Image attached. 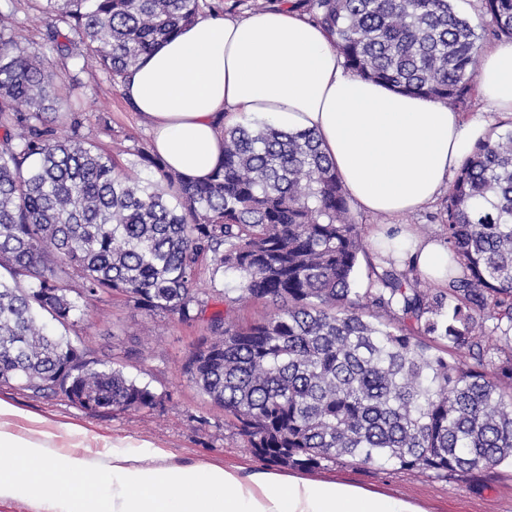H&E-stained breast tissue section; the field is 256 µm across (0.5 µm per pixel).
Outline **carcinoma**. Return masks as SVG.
Listing matches in <instances>:
<instances>
[{
  "instance_id": "1",
  "label": "carcinoma",
  "mask_w": 512,
  "mask_h": 512,
  "mask_svg": "<svg viewBox=\"0 0 512 512\" xmlns=\"http://www.w3.org/2000/svg\"><path fill=\"white\" fill-rule=\"evenodd\" d=\"M289 3L325 29L347 69L465 108L488 37L512 39V0H478L475 26L452 0ZM206 0H44L53 55L23 45L0 9V385L63 394L85 409L148 412L159 397L120 368L71 371L84 351L50 332L118 290L150 314L206 312L197 275L232 271L239 296L273 306L237 324L215 312L185 372L273 465L311 472L349 459L439 479L512 464V128L480 142L448 187V285L367 262L362 225L318 138L270 121L222 128L224 155L197 180L137 152L122 167L48 114L88 60L125 82ZM493 323L496 343L486 341Z\"/></svg>"
}]
</instances>
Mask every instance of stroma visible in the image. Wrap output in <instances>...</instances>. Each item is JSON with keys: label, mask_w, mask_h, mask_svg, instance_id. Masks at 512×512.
I'll return each mask as SVG.
<instances>
[{"label": "stroma", "mask_w": 512, "mask_h": 512, "mask_svg": "<svg viewBox=\"0 0 512 512\" xmlns=\"http://www.w3.org/2000/svg\"><path fill=\"white\" fill-rule=\"evenodd\" d=\"M16 32L23 43L44 46L49 22L38 0H16ZM74 94L87 119L83 135L119 162L131 160L134 149L150 148V125L135 112L119 85L96 67L82 76ZM208 333L205 321L185 322L169 313L148 314L124 293L111 292L89 302L68 330L80 337L87 360L116 367L149 386L162 402L150 412H90L61 395H37L0 386V400L14 406L10 428L30 437L32 418H40L39 441L49 453H72L92 461L112 460V443L148 444L168 452V466L209 464L238 467L246 473L268 470L245 437L229 426L222 408L200 394L184 371L191 350ZM322 480H340L368 489L396 493L431 512H512V468L448 480L416 471H400L352 461H339L317 473Z\"/></svg>", "instance_id": "35a3bbf8"}]
</instances>
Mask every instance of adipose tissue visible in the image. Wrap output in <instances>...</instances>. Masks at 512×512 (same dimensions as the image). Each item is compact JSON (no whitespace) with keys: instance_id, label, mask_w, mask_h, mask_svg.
I'll return each mask as SVG.
<instances>
[{"instance_id":"ef3b65f1","label":"adipose tissue","mask_w":512,"mask_h":512,"mask_svg":"<svg viewBox=\"0 0 512 512\" xmlns=\"http://www.w3.org/2000/svg\"><path fill=\"white\" fill-rule=\"evenodd\" d=\"M483 111L464 116L447 103L360 78L327 33L279 7L246 17L202 14L148 56L122 86L151 125L153 151L172 169L208 177L219 164L221 124L252 116L284 130L315 133L347 192L365 212L397 218L430 205L449 175L487 139L494 117L512 118V42L486 47L478 75ZM392 243L433 284L448 280V252L407 232ZM14 407L0 403V498L58 489V512H427L407 499L343 481L244 474L206 465L143 467L113 452L111 465L49 455L8 430ZM111 485L108 500L85 499L80 477Z\"/></svg>"}]
</instances>
